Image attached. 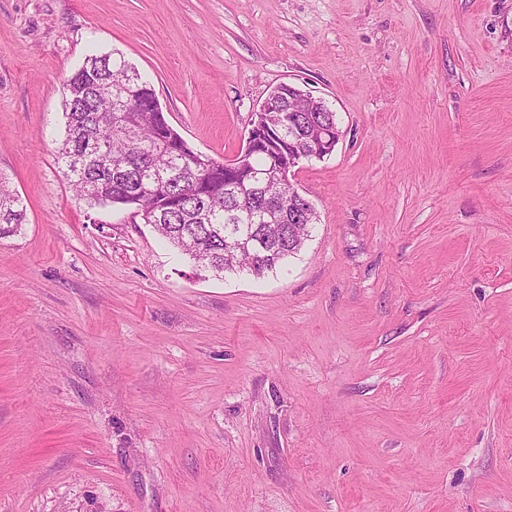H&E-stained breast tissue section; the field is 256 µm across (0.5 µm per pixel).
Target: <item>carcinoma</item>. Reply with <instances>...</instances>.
<instances>
[{"instance_id":"1","label":"carcinoma","mask_w":512,"mask_h":512,"mask_svg":"<svg viewBox=\"0 0 512 512\" xmlns=\"http://www.w3.org/2000/svg\"><path fill=\"white\" fill-rule=\"evenodd\" d=\"M148 86L135 67L109 54L86 57L67 78L66 135L57 160L77 197L135 209L164 240L217 276L245 271L262 277L297 253L316 224V210L291 184L286 191L260 189L267 150L241 153L232 173L209 156L207 167L199 166L203 153L150 105ZM282 109L265 119L275 124L283 118L285 130L277 137L283 165L296 152L312 160L334 151L309 139V129L321 122L336 127V113L324 101L290 100ZM115 111L124 126H108ZM24 223L26 208L0 178V238Z\"/></svg>"}]
</instances>
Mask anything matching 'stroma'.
<instances>
[{"mask_svg":"<svg viewBox=\"0 0 512 512\" xmlns=\"http://www.w3.org/2000/svg\"><path fill=\"white\" fill-rule=\"evenodd\" d=\"M93 53L220 161L324 100L301 251L218 279L76 200ZM0 177V512H512V0H0ZM26 223V208L19 196L0 178V238L15 235Z\"/></svg>","mask_w":512,"mask_h":512,"instance_id":"35a3bbf8","label":"stroma"}]
</instances>
